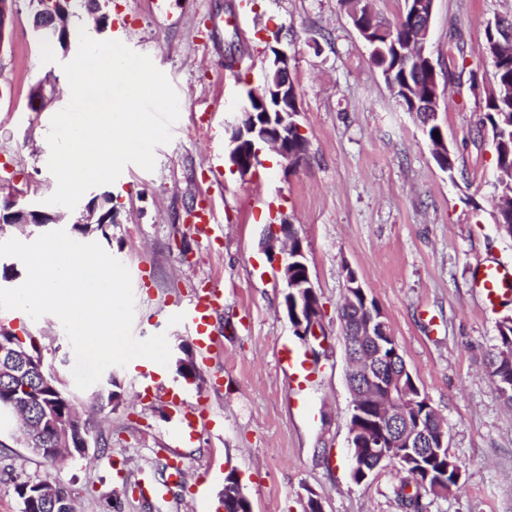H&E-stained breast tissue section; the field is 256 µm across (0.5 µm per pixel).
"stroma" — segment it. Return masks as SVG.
<instances>
[{
    "instance_id": "1",
    "label": "stroma",
    "mask_w": 512,
    "mask_h": 512,
    "mask_svg": "<svg viewBox=\"0 0 512 512\" xmlns=\"http://www.w3.org/2000/svg\"><path fill=\"white\" fill-rule=\"evenodd\" d=\"M96 29L84 12L70 19L96 40L121 39L148 55L176 90L180 118L155 169L129 164L114 183L93 187L82 203L112 198L108 237L100 243L129 270L133 334H166L170 348L194 344L174 309L189 294L219 287L224 303L211 319L216 352L200 362L201 381L185 383L143 365L112 366L97 384L77 389L75 354L60 320L0 310V325L34 337L97 441L86 456L52 466L0 424V512H19L14 487L51 478L66 487L76 512H219L224 478L237 473L252 512H303L308 495L324 512H402L396 469L352 477L348 424L352 397L338 308L348 272L382 310L417 385L444 418L448 452L464 485L443 497L422 494L427 512H512V407L495 390L490 358L497 325L512 317V293L485 306L480 263L512 267V239L490 214L496 152L485 127L494 67L485 28L512 18V0H435L427 49L437 73L438 112L456 171L437 165L415 113L397 103L381 69L353 28L344 0H100ZM34 0H17L0 45V193L13 189L42 206L57 188L48 168L52 117L66 107L61 68L77 44L42 63L33 28ZM292 57L309 153L291 169L261 152L254 177L241 178L225 148L242 90L259 84L270 48ZM43 87L49 106L30 108ZM223 180L214 183L212 168ZM214 211L198 235L193 209ZM293 224L325 309L326 355L314 360L282 309V281L265 250L268 225ZM117 384L122 399L99 390ZM188 385L201 412L182 432L173 401Z\"/></svg>"
}]
</instances>
